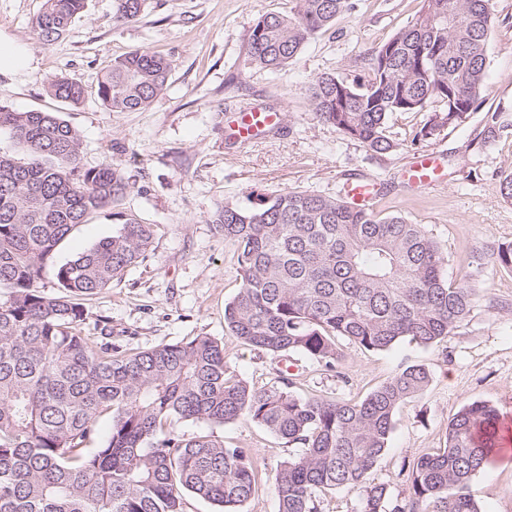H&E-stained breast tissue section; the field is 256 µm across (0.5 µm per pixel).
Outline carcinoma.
<instances>
[{
    "mask_svg": "<svg viewBox=\"0 0 512 512\" xmlns=\"http://www.w3.org/2000/svg\"><path fill=\"white\" fill-rule=\"evenodd\" d=\"M113 23L136 22L145 0H114ZM251 28L248 63L275 70L352 8V0H291ZM87 0H44L36 27L60 37ZM496 17L490 0H423L417 16L367 52L351 80H312L315 119L368 150L397 147L387 134L396 112H427L414 143L465 122L484 102ZM172 61L143 50L116 60L99 82L116 111L149 106L167 87ZM55 99L77 104L82 88L47 81ZM25 153H0V512H184L186 496L218 512H241L255 492L253 463L224 445V425L251 421L298 453L282 461L274 489L279 512H316V494L363 492L361 512H480L470 482L496 449L497 409L481 401L448 421L446 447L419 458L411 492L391 499L366 476L384 455L395 414L422 393L430 374L409 365L360 402L299 398L285 378L256 389L230 374L224 343L211 336L130 352L81 335L82 301L107 288L151 249L154 228L130 217L75 259L54 262L61 244L88 217L127 193L108 164L81 163L80 135L50 112L0 106V129ZM512 133V105L484 116V139ZM209 222L237 244L241 284L224 308L229 333L273 355L301 353L338 369L336 338L364 351L402 340L427 346L450 336L476 295L468 278L451 283L447 259L421 224L352 209L340 197L282 190L257 206L226 203ZM512 272V244L487 254ZM59 294L38 287L45 272ZM112 417L105 444L90 447L98 418ZM201 423L204 433L177 431Z\"/></svg>",
    "mask_w": 512,
    "mask_h": 512,
    "instance_id": "carcinoma-1",
    "label": "carcinoma"
}]
</instances>
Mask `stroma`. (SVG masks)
Masks as SVG:
<instances>
[{"label": "stroma", "mask_w": 512, "mask_h": 512, "mask_svg": "<svg viewBox=\"0 0 512 512\" xmlns=\"http://www.w3.org/2000/svg\"><path fill=\"white\" fill-rule=\"evenodd\" d=\"M112 2L88 0L63 37L46 42L35 27L43 0H0V42L28 57L24 69L0 72V105L58 113L78 131L85 166L111 164L129 182L115 211L79 225L56 262L112 236L118 211L155 230L145 259L84 300L82 335L131 351L212 336L223 341L233 374L256 388L287 377L301 398L358 402L404 367L424 366L428 387L398 408L388 448L369 474L370 483L387 484L395 498L407 495L417 460L445 447L448 421L464 404L485 401L512 418V273L483 264L468 318L441 342L403 341L378 352L349 347L336 373L304 355L279 358L229 335L224 306L240 286L237 246L208 222L227 201L249 206L285 189L333 196L347 183L373 178L382 187L375 212L425 225L445 250L449 279L461 278L492 247L512 243V201L503 199L498 179L499 171L512 168V136L481 138L484 113L512 103V0H493L499 24L480 111L422 144L413 137L427 113L393 114L389 132L397 148L387 154L367 151L318 122L309 86L324 72L360 73L367 50L406 26L421 0H355L354 10L337 16L276 71L249 65L248 37L256 18L287 12L289 0H146L140 20L119 28ZM142 50L172 60L166 90L141 110L105 107L98 97L103 72ZM55 76L82 86V100L68 104L47 94L44 83ZM253 107L277 110L280 128L248 145L233 142L228 114ZM424 153L444 172L438 185L416 187L404 177ZM224 442L246 449L256 468L255 493L242 512H278L273 475L291 453L287 444L248 422L225 425ZM470 493L480 512H512V449L476 473Z\"/></svg>", "instance_id": "stroma-1"}]
</instances>
